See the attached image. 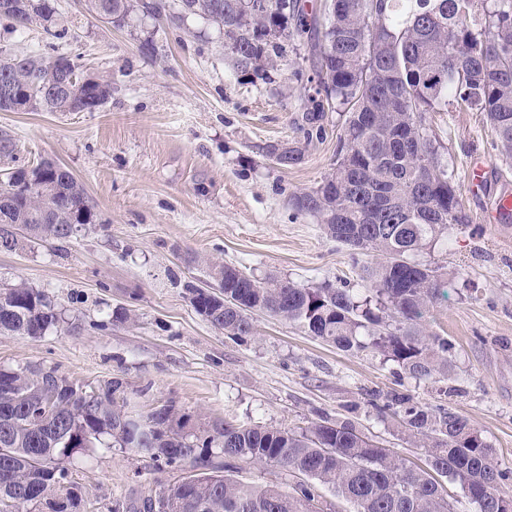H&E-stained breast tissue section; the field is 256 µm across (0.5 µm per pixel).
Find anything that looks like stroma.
Returning <instances> with one entry per match:
<instances>
[{"mask_svg":"<svg viewBox=\"0 0 512 512\" xmlns=\"http://www.w3.org/2000/svg\"><path fill=\"white\" fill-rule=\"evenodd\" d=\"M55 34L0 18V50L25 56L61 52L81 72L112 81V97L93 112H0V186L19 167L50 160L85 187L94 224L64 241L0 253V288L18 282L46 291L64 319L31 339L0 335V366L41 365L83 384L122 376L138 408L167 401L194 428L229 420L298 430L324 413L351 415L380 447L411 465L424 448L371 405L397 388L466 416L512 470V219L485 223L512 195V163L500 159L483 113L452 107L429 116L430 136L460 190L466 224H452L412 261L437 268L442 294L427 315L431 332L454 345L447 382L397 376L371 351L346 353L288 321L257 313L254 338L239 342L196 314L181 282H208L223 262L256 279L304 286L328 281L363 292L352 256L318 219L296 213L293 194L317 187L336 160L344 118L327 115V134L305 139L295 69L314 72L308 48L288 53L277 83L252 84L233 67L224 33L191 16L161 28L142 12L115 26L85 0H54ZM157 51L139 52L144 39ZM299 143L305 159L281 167L272 144ZM485 167L481 191L468 185L472 163ZM131 323H98L116 307ZM77 512H106L112 498L165 484L176 471L125 448L86 449L69 464Z\"/></svg>","mask_w":512,"mask_h":512,"instance_id":"1","label":"stroma"}]
</instances>
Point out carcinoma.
<instances>
[{"label": "carcinoma", "instance_id": "carcinoma-1", "mask_svg": "<svg viewBox=\"0 0 512 512\" xmlns=\"http://www.w3.org/2000/svg\"><path fill=\"white\" fill-rule=\"evenodd\" d=\"M88 10L120 25L140 10L180 23L205 18L224 31L234 68L253 84H273L288 47L320 33L316 77L300 95V128L324 138L326 113L345 115L336 167L309 192L293 195L325 234L356 256L369 287L359 295L324 281L305 287L214 263L203 288L176 280L193 310L240 342L253 336L250 314L281 317L346 353L365 350L416 380L448 376L453 344L430 332L424 316L437 299L440 274L407 256L425 249L449 224H465L458 189L427 133L428 114L454 105L484 113L503 160H512V0H325L311 15L301 0H178L173 15L161 0H86ZM53 0H0V18L49 27ZM68 54L0 56V111L94 112L112 97V83L84 79ZM95 223L85 188L59 164L43 160L13 171L0 187V252L11 227L24 240L68 239ZM63 322L55 301L24 282L0 289V335L37 338ZM0 367V499L8 512L51 504L68 482L67 464L97 444L144 452L181 479L146 488L134 500L114 499L108 512H314L317 486H328L355 512H455L438 477L458 481L477 512H512L493 448L468 420L442 404L429 406L397 390L380 412L428 449L414 467L369 439L348 417L322 414L300 432L226 421L188 429L191 415L169 404L141 421L123 379L78 392L80 384L52 368ZM271 464L277 480L256 484L243 466Z\"/></svg>", "mask_w": 512, "mask_h": 512}]
</instances>
